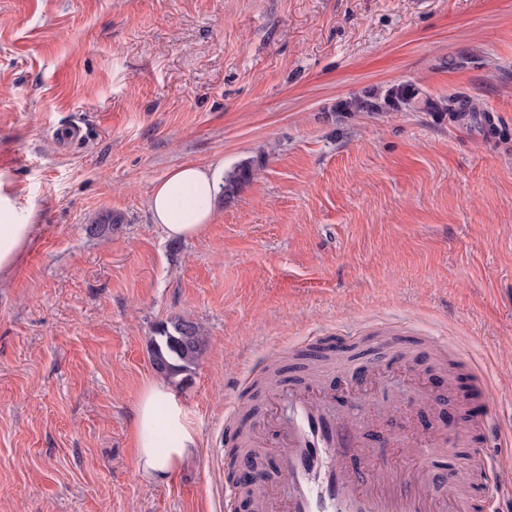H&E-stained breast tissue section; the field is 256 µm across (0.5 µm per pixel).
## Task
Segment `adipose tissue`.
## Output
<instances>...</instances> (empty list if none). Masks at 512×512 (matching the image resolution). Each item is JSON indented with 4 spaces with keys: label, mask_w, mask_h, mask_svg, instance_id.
<instances>
[{
    "label": "adipose tissue",
    "mask_w": 512,
    "mask_h": 512,
    "mask_svg": "<svg viewBox=\"0 0 512 512\" xmlns=\"http://www.w3.org/2000/svg\"><path fill=\"white\" fill-rule=\"evenodd\" d=\"M218 192L219 182L208 169L195 164L176 167L154 188L150 200L153 219L168 237L198 236L213 217ZM36 232V225L0 206V281L12 275ZM135 439L140 471L158 477L172 471L196 445L181 407L158 384L148 385L141 396Z\"/></svg>",
    "instance_id": "ef3b65f1"
}]
</instances>
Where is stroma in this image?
Returning a JSON list of instances; mask_svg holds the SVG:
<instances>
[{
	"label": "stroma",
	"mask_w": 512,
	"mask_h": 512,
	"mask_svg": "<svg viewBox=\"0 0 512 512\" xmlns=\"http://www.w3.org/2000/svg\"><path fill=\"white\" fill-rule=\"evenodd\" d=\"M402 83L479 99L505 136L343 109ZM261 154L198 237L155 224L175 167ZM0 196L39 226L0 283V512H224V414L269 353L325 369L307 336L365 333L366 362L393 326L400 349L447 347L416 366L427 399L400 369L335 374L337 413L396 474L468 468L471 445L428 452L467 412L512 428V0H0ZM175 316L205 348L166 379L150 338ZM154 382L198 441L163 478L135 445Z\"/></svg>",
	"instance_id": "35a3bbf8"
}]
</instances>
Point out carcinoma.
<instances>
[{"label":"carcinoma","mask_w":512,"mask_h":512,"mask_svg":"<svg viewBox=\"0 0 512 512\" xmlns=\"http://www.w3.org/2000/svg\"><path fill=\"white\" fill-rule=\"evenodd\" d=\"M420 91L412 84H401L386 91L385 94H369L356 97L345 104L349 112H381L386 109H398L411 105ZM424 110L435 112L453 119L465 113H476L480 106L465 96L450 95L438 100L428 98L424 101ZM264 160H250L238 164L224 175L221 195L230 202L241 186L250 181ZM205 339L200 327L191 320L174 317L160 324L150 341L151 363L154 369L166 376L174 377L194 366L202 355Z\"/></svg>","instance_id":"1"}]
</instances>
